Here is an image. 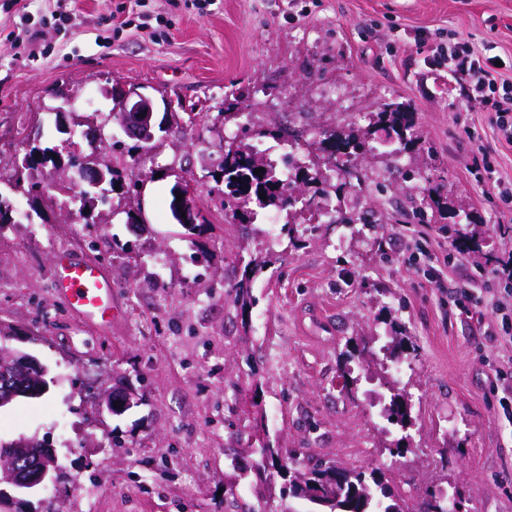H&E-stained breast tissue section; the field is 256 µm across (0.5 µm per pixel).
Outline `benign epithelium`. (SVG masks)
<instances>
[{
	"label": "benign epithelium",
	"mask_w": 512,
	"mask_h": 512,
	"mask_svg": "<svg viewBox=\"0 0 512 512\" xmlns=\"http://www.w3.org/2000/svg\"><path fill=\"white\" fill-rule=\"evenodd\" d=\"M105 96L117 104L121 122L130 137L145 142L154 139L157 106L153 97L135 86L107 88ZM104 173L105 170L85 163L80 182L98 187L105 180ZM44 372L42 363L33 356L7 348L1 350L0 407L18 397L40 396L43 393L40 377ZM135 404L136 395L130 388L114 389L100 399L101 409L115 415ZM0 461L5 463L0 472V512H20L26 504L21 495L57 481L62 474L56 449L34 438L0 441Z\"/></svg>",
	"instance_id": "benign-epithelium-1"
}]
</instances>
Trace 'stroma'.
Segmentation results:
<instances>
[{
  "label": "stroma",
  "instance_id": "stroma-1",
  "mask_svg": "<svg viewBox=\"0 0 512 512\" xmlns=\"http://www.w3.org/2000/svg\"><path fill=\"white\" fill-rule=\"evenodd\" d=\"M168 19L167 39L130 29L112 38V0H71V27L45 30L48 56L0 50V197L12 190L14 160L32 144L61 141L53 110L63 95L85 113L96 95L120 148L74 143L83 156L118 169L137 193L112 192L87 223L65 191L68 173L44 169L53 201L44 215L0 228L1 344L35 355L55 382L38 399L0 408V439L37 437L56 448L63 472L30 495V512H264L252 444L262 436L303 473L319 462L378 470L416 512L428 491H446L461 512H512V341L496 306L512 311L502 285L475 286L469 313L443 281L512 262V209L484 168H469L473 140L490 150L497 175L512 181V144L496 139L483 107L437 92L425 63L434 40L459 33L475 51L495 46L512 59V0H214L207 15L170 0H124ZM140 87L167 112L149 147L111 119L102 87ZM337 86V97L324 87ZM280 135L337 112L376 111L380 100L411 105L419 138L433 154L408 151L422 176L462 199L471 222L459 250L453 220L392 189L369 196L370 226L297 225L278 211L285 262L260 273L255 304L229 291L250 255H264L267 227L224 221V114L231 93ZM190 187L208 222L202 234L176 224L169 191ZM148 228L131 231L128 209ZM99 252H89L88 240ZM130 252L114 257V244ZM59 252L92 256L115 284L124 317L101 330L71 313L52 287ZM387 337L408 363L402 383L374 359L352 367L362 339ZM132 387L139 403L121 415L98 407L103 393ZM410 400L406 427L382 431L367 387ZM87 495L76 494L74 484Z\"/></svg>",
  "mask_w": 512,
  "mask_h": 512
}]
</instances>
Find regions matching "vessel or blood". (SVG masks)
<instances>
[{
  "instance_id": "obj_1",
  "label": "vessel or blood",
  "mask_w": 512,
  "mask_h": 512,
  "mask_svg": "<svg viewBox=\"0 0 512 512\" xmlns=\"http://www.w3.org/2000/svg\"><path fill=\"white\" fill-rule=\"evenodd\" d=\"M52 275L68 309L97 326L111 325L113 286L100 266L64 252L55 256Z\"/></svg>"
}]
</instances>
